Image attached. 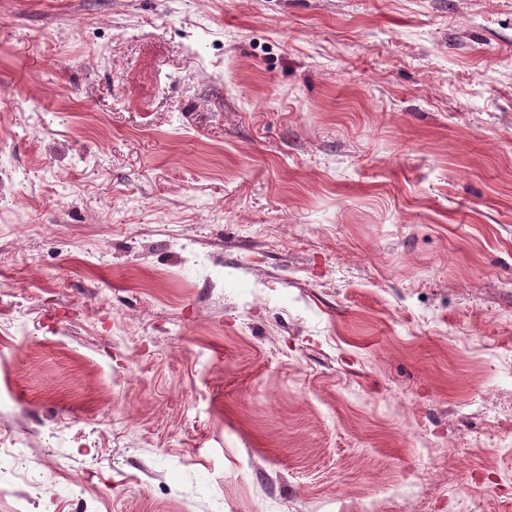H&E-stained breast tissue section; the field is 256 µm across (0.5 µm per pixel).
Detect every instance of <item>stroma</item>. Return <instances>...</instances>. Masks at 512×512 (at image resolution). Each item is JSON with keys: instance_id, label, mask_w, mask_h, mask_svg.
<instances>
[{"instance_id": "stroma-1", "label": "stroma", "mask_w": 512, "mask_h": 512, "mask_svg": "<svg viewBox=\"0 0 512 512\" xmlns=\"http://www.w3.org/2000/svg\"><path fill=\"white\" fill-rule=\"evenodd\" d=\"M0 448V512H512V0H0Z\"/></svg>"}]
</instances>
